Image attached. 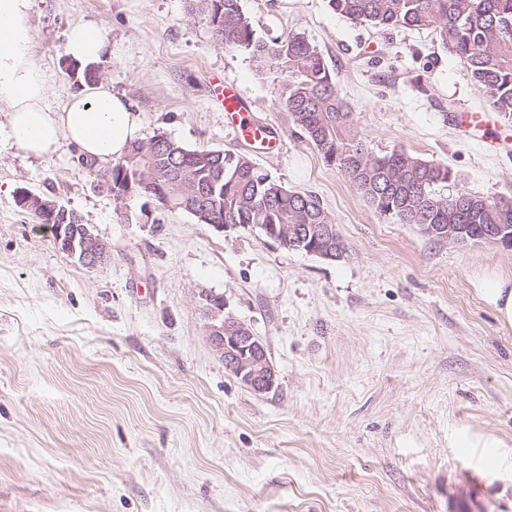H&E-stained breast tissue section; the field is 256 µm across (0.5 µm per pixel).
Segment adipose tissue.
Listing matches in <instances>:
<instances>
[{
    "label": "adipose tissue",
    "mask_w": 512,
    "mask_h": 512,
    "mask_svg": "<svg viewBox=\"0 0 512 512\" xmlns=\"http://www.w3.org/2000/svg\"><path fill=\"white\" fill-rule=\"evenodd\" d=\"M32 4L0 0V106L9 112V137L36 157L53 156L67 142L96 165L111 163L138 138L139 114L105 82L82 85L59 106L48 104V84L33 54ZM66 53L80 67L92 68L111 56L112 47L83 23L69 29Z\"/></svg>",
    "instance_id": "ef3b65f1"
}]
</instances>
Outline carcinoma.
<instances>
[{"label":"carcinoma","mask_w":512,"mask_h":512,"mask_svg":"<svg viewBox=\"0 0 512 512\" xmlns=\"http://www.w3.org/2000/svg\"><path fill=\"white\" fill-rule=\"evenodd\" d=\"M226 50L247 52L258 73L285 76L279 100L292 123L362 195L375 213L403 224H462L479 236L491 224H512V202L460 189L448 165L404 150L375 155L354 129L321 51L302 33L270 40L257 36L240 0H190ZM343 17L374 27L430 29L466 68L489 108L512 120V0H328ZM112 185L149 198L166 211L192 215L201 224H247L270 240L283 225L302 233L314 224H335L311 194L278 183L246 155L192 149L158 132L133 141L112 162Z\"/></svg>","instance_id":"carcinoma-1"}]
</instances>
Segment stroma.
I'll use <instances>...</instances> for the list:
<instances>
[{"label": "stroma", "mask_w": 512, "mask_h": 512, "mask_svg": "<svg viewBox=\"0 0 512 512\" xmlns=\"http://www.w3.org/2000/svg\"><path fill=\"white\" fill-rule=\"evenodd\" d=\"M241 6L259 36L318 46L374 154L448 164L445 194L512 201V121L433 32L359 26L327 0ZM77 22L111 45L99 78L140 111L141 138L249 156L318 197L345 250L327 260L184 212L155 224L74 146L43 159L1 138L0 512H512V327L476 291L512 278V250L377 216L291 122L280 72L217 45L189 0H33L50 104L82 82L64 51ZM214 70L282 152L225 128ZM457 112L487 123L466 134ZM22 188L75 210L110 259L59 252ZM210 295L265 344L273 391L225 369Z\"/></svg>", "instance_id": "1"}]
</instances>
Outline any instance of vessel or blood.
Returning <instances> with one entry per match:
<instances>
[{
    "instance_id": "b4317fda",
    "label": "vessel or blood",
    "mask_w": 512,
    "mask_h": 512,
    "mask_svg": "<svg viewBox=\"0 0 512 512\" xmlns=\"http://www.w3.org/2000/svg\"><path fill=\"white\" fill-rule=\"evenodd\" d=\"M210 96L223 111L228 127L251 141L261 143L266 150L279 149V141L270 133L267 124L253 121L237 84L225 80L222 73H211L208 79Z\"/></svg>"
}]
</instances>
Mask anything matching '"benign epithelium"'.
Listing matches in <instances>:
<instances>
[{
  "label": "benign epithelium",
  "mask_w": 512,
  "mask_h": 512,
  "mask_svg": "<svg viewBox=\"0 0 512 512\" xmlns=\"http://www.w3.org/2000/svg\"><path fill=\"white\" fill-rule=\"evenodd\" d=\"M17 201L23 208L36 211L44 223L66 226L64 254L72 261L92 268L110 257L108 245L83 223L82 217L76 211L55 199H45L26 189L18 191ZM420 228L425 234L436 235L453 243L467 242V239L462 237V230L458 224H422ZM312 235L311 239L299 238L298 243L307 245V250L314 255L328 258L326 250L320 248L324 240L336 249L342 247L340 236L330 224L314 225ZM480 240L492 246H512V225L493 224L483 233ZM206 301L213 319L209 326V341L215 352L224 360V364L232 370L238 381L251 391L263 394L273 390L277 374L262 340L244 323L224 313L223 299L210 295L206 297Z\"/></svg>",
  "instance_id": "benign-epithelium-1"
}]
</instances>
